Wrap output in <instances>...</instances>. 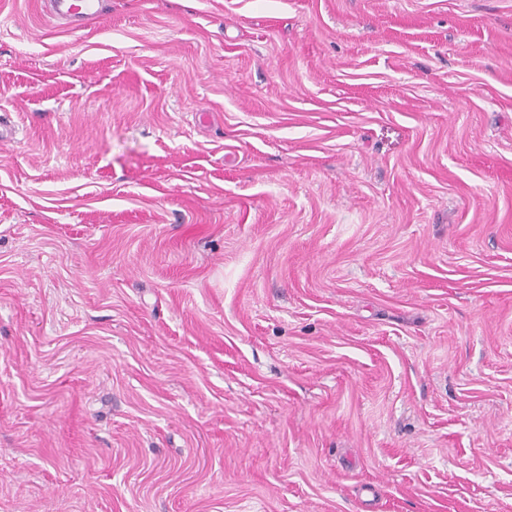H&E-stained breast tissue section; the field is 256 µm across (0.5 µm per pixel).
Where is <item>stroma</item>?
<instances>
[{
  "label": "stroma",
  "instance_id": "stroma-1",
  "mask_svg": "<svg viewBox=\"0 0 512 512\" xmlns=\"http://www.w3.org/2000/svg\"><path fill=\"white\" fill-rule=\"evenodd\" d=\"M0 512H512V0H0ZM49 12L58 17L90 20L100 16L102 4L100 0H45Z\"/></svg>",
  "mask_w": 512,
  "mask_h": 512
}]
</instances>
